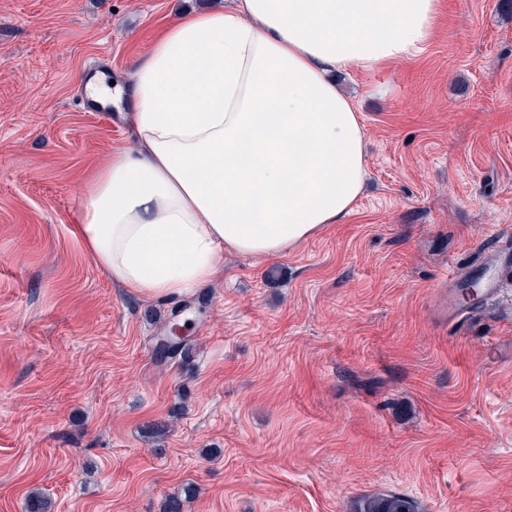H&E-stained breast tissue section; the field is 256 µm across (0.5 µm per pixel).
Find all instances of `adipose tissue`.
<instances>
[{"label": "adipose tissue", "mask_w": 512, "mask_h": 512, "mask_svg": "<svg viewBox=\"0 0 512 512\" xmlns=\"http://www.w3.org/2000/svg\"><path fill=\"white\" fill-rule=\"evenodd\" d=\"M440 0H236L170 25L129 76L136 147L116 152L78 231L124 287L211 283L225 252L281 256L349 216L365 131L334 72L409 59Z\"/></svg>", "instance_id": "adipose-tissue-1"}]
</instances>
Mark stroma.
<instances>
[{"mask_svg": "<svg viewBox=\"0 0 512 512\" xmlns=\"http://www.w3.org/2000/svg\"><path fill=\"white\" fill-rule=\"evenodd\" d=\"M228 0H0V512H512V275L458 317L488 232L512 234V0H442L417 56L337 74L366 134L352 214L214 284L135 293L76 235L132 148L123 85L184 13ZM191 365L157 363L169 318ZM168 434L154 441L150 423ZM412 500L400 496L366 497L359 512H417Z\"/></svg>", "mask_w": 512, "mask_h": 512, "instance_id": "35a3bbf8", "label": "stroma"}]
</instances>
